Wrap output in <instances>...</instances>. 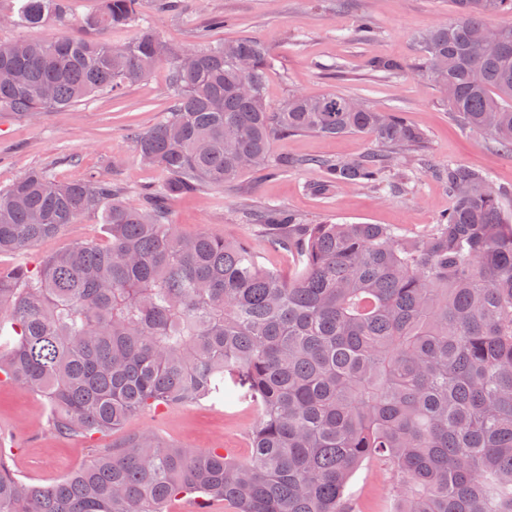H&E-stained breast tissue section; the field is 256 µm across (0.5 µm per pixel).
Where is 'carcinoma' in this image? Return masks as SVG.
Here are the masks:
<instances>
[{
  "mask_svg": "<svg viewBox=\"0 0 512 512\" xmlns=\"http://www.w3.org/2000/svg\"><path fill=\"white\" fill-rule=\"evenodd\" d=\"M454 18L418 39L416 72L436 77L466 128L512 149V26L484 37L512 0H450ZM143 0H101L80 33L0 41V112L36 116L119 94L170 70L173 109L135 136L165 181L120 200L99 177L61 182L32 170L0 188V255L21 254L86 214L104 244L76 241L30 268H0V375L43 396L58 434H106L159 406L224 400L248 387L258 419L250 457L188 451L141 430L49 484L0 455V512H166L187 494L228 512H353L348 483L381 467L394 512H512V216L508 194L463 163L438 172L453 198L428 231L304 224L269 206L258 224L297 257L288 278L244 242L185 236L164 201L226 187L269 166L271 141L363 134L385 147L309 160L327 196L340 185L396 191L391 155L426 133L350 96L296 93L272 108V53L223 43L211 14L184 49L141 23ZM72 0H17L8 20L67 26ZM135 26L116 46L114 29Z\"/></svg>",
  "mask_w": 512,
  "mask_h": 512,
  "instance_id": "carcinoma-1",
  "label": "carcinoma"
}]
</instances>
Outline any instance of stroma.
<instances>
[{
	"instance_id": "1",
	"label": "stroma",
	"mask_w": 512,
	"mask_h": 512,
	"mask_svg": "<svg viewBox=\"0 0 512 512\" xmlns=\"http://www.w3.org/2000/svg\"><path fill=\"white\" fill-rule=\"evenodd\" d=\"M98 7L99 0H75V23L66 27L50 23L36 32L5 21L0 23V40L34 33L47 38L76 35L78 19L96 13ZM212 13L226 19L223 28L210 31L212 42L252 37L271 47L273 64L266 84L271 107L298 92L338 91L373 108L402 112L426 132L427 140L422 149L397 157L396 169L407 179L403 190L373 192L341 186L328 198L309 190L322 178L313 159L358 158L374 151L375 142L360 134L329 138L312 133L274 140L273 168L246 173L230 186L171 200L170 219L180 233L248 239L260 263L287 276L294 270L293 257L274 248L258 225L248 222L249 212L277 204L306 224H391L414 235L436 223L451 204L446 185L435 175L448 162L481 169L495 184L512 191V151L460 125L438 88L414 71L415 38L452 19L448 0H181L179 9L169 11L158 9L155 0H145L144 18L150 27L164 40L185 48L194 46L196 30ZM365 19L377 31L370 41L358 35ZM376 57L398 60L404 69L381 76L370 66ZM173 104L169 70L162 65L117 97L96 95L37 119L0 112V187L40 168L52 170L65 182L93 172L120 186L126 203L138 204L141 188L161 183L165 175L142 165L128 129L151 128ZM284 157L302 159L303 164L279 171L275 163ZM81 240L104 242L96 216L66 225L56 237L31 247L24 260L36 265ZM48 419L49 407L42 396L0 384V450L20 478L51 483L89 461L95 449L119 445L143 429L154 430L179 448L221 447L244 460L250 453L249 435L257 410L239 388L221 404L189 402L160 413L137 414L121 429L96 440L57 434ZM350 485L357 512H392L391 487L376 466H362Z\"/></svg>"
}]
</instances>
